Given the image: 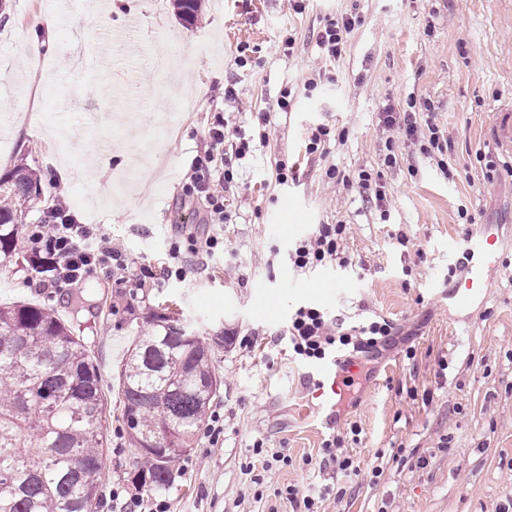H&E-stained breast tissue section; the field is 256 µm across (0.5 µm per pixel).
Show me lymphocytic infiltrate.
Returning <instances> with one entry per match:
<instances>
[{
    "label": "lymphocytic infiltrate",
    "mask_w": 512,
    "mask_h": 512,
    "mask_svg": "<svg viewBox=\"0 0 512 512\" xmlns=\"http://www.w3.org/2000/svg\"><path fill=\"white\" fill-rule=\"evenodd\" d=\"M357 23V16L348 13L326 20L317 34V45L328 59L336 62L342 59ZM380 121L386 129L397 131L422 153L445 149L438 128L422 126L415 113L398 112L389 107L382 113ZM224 127V121L219 120L208 129L205 138L209 148L204 155L195 158L183 185L185 197L202 199L209 229L202 235L183 230L172 237L168 260L162 266L165 277L181 276V264L187 257H212L224 250L223 224L230 217L225 192L232 186L234 173L232 162L225 163L220 170L216 169L215 162L228 152L234 160L245 158L252 151L254 141L240 135L234 142H227ZM52 211L54 222L26 227L32 254L42 262L40 287L71 286L81 282L94 269L124 266L126 253L122 243L97 225L76 223L69 212L66 196L56 197ZM345 233L346 227L342 224L318 225L290 248L289 260L294 269L302 271L333 262L341 267L348 266L351 259L341 249ZM393 334L394 326L386 320L344 328L342 323L318 307L297 309L287 328L293 354L310 362L321 361L348 348L360 353L370 352L388 343Z\"/></svg>",
    "instance_id": "f902f5d3"
}]
</instances>
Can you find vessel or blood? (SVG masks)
Wrapping results in <instances>:
<instances>
[{
  "instance_id": "1",
  "label": "vessel or blood",
  "mask_w": 512,
  "mask_h": 512,
  "mask_svg": "<svg viewBox=\"0 0 512 512\" xmlns=\"http://www.w3.org/2000/svg\"><path fill=\"white\" fill-rule=\"evenodd\" d=\"M464 271L452 281L448 290V300L458 310L472 308L479 300L488 271L501 260L500 239L493 225H483L462 247ZM337 360H328L315 368L311 377L314 384L310 397L325 421H332L340 406L345 381L336 371Z\"/></svg>"
}]
</instances>
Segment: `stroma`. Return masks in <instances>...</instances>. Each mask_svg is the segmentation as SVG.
<instances>
[{
    "label": "stroma",
    "mask_w": 512,
    "mask_h": 512,
    "mask_svg": "<svg viewBox=\"0 0 512 512\" xmlns=\"http://www.w3.org/2000/svg\"><path fill=\"white\" fill-rule=\"evenodd\" d=\"M87 15L58 0H5L0 37V176L36 169L49 195L64 193L79 223L121 239L126 268L95 269L70 286L92 312L58 308L99 367L108 445L105 492L122 512H304L290 488H314L317 512H512V0H201V22L174 0H104ZM52 9L57 31L39 61L24 49L36 18ZM361 23L340 62L316 43L326 18ZM123 30L125 43L108 46ZM293 38L292 54L282 41ZM316 79L315 90L305 87ZM291 111H276L283 91ZM180 102L168 137L160 100ZM414 108L448 147L426 155L380 116ZM268 143L235 161L226 194L232 218L223 255L191 257L180 278L160 275L179 225L205 232L182 185L204 153L216 117ZM337 137L306 154L310 128ZM394 149L397 161L383 159ZM297 168L276 180V165ZM336 168L351 186H332ZM92 171L67 179L66 169ZM379 170L386 207L355 179ZM320 224L346 227L352 263L296 271L288 244ZM497 225L501 261L471 314L448 303V267L478 225ZM39 275L29 245L0 258V302L29 300ZM316 305L349 324L386 319L397 335L377 352L352 353L369 378L348 389L333 424L300 415L307 363L289 351L288 319ZM174 316L228 343L211 351L221 382L212 408L224 435H197L165 488L134 479L137 455L122 430L120 373L133 341ZM341 436L357 469L347 478L322 446ZM262 454H253L254 443ZM281 455L271 472L259 457Z\"/></svg>",
    "instance_id": "1"
}]
</instances>
